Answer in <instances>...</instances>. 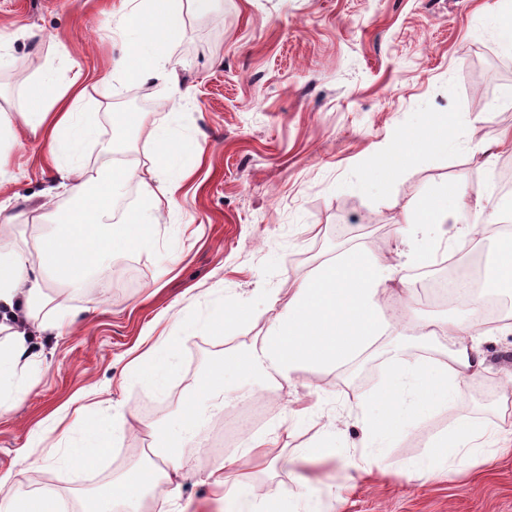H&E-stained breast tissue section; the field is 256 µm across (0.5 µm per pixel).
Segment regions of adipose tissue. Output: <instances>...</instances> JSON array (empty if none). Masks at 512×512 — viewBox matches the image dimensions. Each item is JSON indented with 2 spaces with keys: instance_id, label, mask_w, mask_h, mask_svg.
<instances>
[{
  "instance_id": "1",
  "label": "adipose tissue",
  "mask_w": 512,
  "mask_h": 512,
  "mask_svg": "<svg viewBox=\"0 0 512 512\" xmlns=\"http://www.w3.org/2000/svg\"><path fill=\"white\" fill-rule=\"evenodd\" d=\"M214 0H139L136 7L115 13L117 31L126 35L127 48L116 61V69L143 79L174 82L176 66L163 53L165 45L182 32L186 11L204 14ZM84 89L78 81L65 85L42 79L28 89V104L21 111L23 124L48 146L58 178L56 190L76 200L58 232L35 234L31 243L18 245L0 235V401L17 399L30 391L28 372L34 362L25 324L47 305L48 278L67 286H78L93 276L103 275L108 258L140 250L152 236L162 207H175L176 194L188 171L170 176L177 156L168 131L161 126L149 133L148 161L117 160L123 151L124 123L113 126L110 139L99 140L95 112L82 108ZM98 140L101 163L86 169L79 149ZM140 188L138 208L116 214V203L128 182ZM473 208L464 185L409 202L403 231L420 224H451L450 238L461 246L472 234L464 218ZM385 264L358 250L347 251L326 261L314 276L296 284L287 304L277 311L261 339L225 351L221 364L209 368L190 385L178 402L174 424L147 426V447L139 449L138 462L112 485L97 489L84 502L83 512H144L147 502H167L180 489L178 479L185 467V450L195 442L205 421L206 408L223 409L227 393L225 373L258 377L275 385L289 382L300 369L322 371L361 354L390 329L378 301L384 283ZM478 305L469 314L457 315L425 326V338L441 340L448 359L433 371L421 369L394 346L390 355L400 365L380 395L385 411L382 421H366L363 446L370 452L401 438L414 414H425L448 403H459L460 385L486 369V359L471 345ZM174 341L164 340L133 358L132 378L162 392L176 367ZM207 406H200V399ZM125 421L87 428L79 444L70 446L66 459L88 464L110 448L114 435L124 433ZM485 428L468 416H460L448 435L430 454L416 462L410 477H432L448 462H465L484 451ZM278 440L268 435H251L243 452L225 457L207 474L205 481L214 493L228 500L233 512H323L322 500L312 491L294 500L257 497L242 459L271 457ZM10 475H0V512H61V498L51 490L27 498L10 493Z\"/></svg>"
}]
</instances>
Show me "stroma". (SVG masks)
Returning a JSON list of instances; mask_svg holds the SVG:
<instances>
[{
    "label": "stroma",
    "mask_w": 512,
    "mask_h": 512,
    "mask_svg": "<svg viewBox=\"0 0 512 512\" xmlns=\"http://www.w3.org/2000/svg\"><path fill=\"white\" fill-rule=\"evenodd\" d=\"M121 0H0V111L13 130L0 137L11 180L0 192L13 199L15 237L56 172L47 147L18 121L29 85L44 72L55 81L80 78L85 107L98 113L103 137L116 114L142 116L147 129L172 126L179 158L191 172L177 207L153 229L154 244L114 256L129 277L114 271L80 288L55 286L67 326L61 335L34 337L38 364L31 391L0 405V474L13 492L47 482L71 506L84 493L111 485L134 449L146 447L143 428L172 420L195 368L216 360V347L232 349L264 336L270 300L286 304L290 288L325 261L351 249L389 260L380 296L384 306L403 300L409 312L387 339L364 355L316 373L300 369L290 383L267 390L263 380L230 378L224 407L241 436L280 435L279 452L296 457L335 434L313 465L248 462L258 496L293 498L297 474L318 492L335 485L328 512H512V452L493 461L471 458L461 471L407 480L405 467L425 457L460 412L490 427L512 392L489 393L485 383L512 376V332L485 326L476 338L486 372L461 386L462 405L414 420L381 456L358 470L343 461L361 457L364 419L380 420L379 392L394 368L388 349L401 345L430 366L443 355L416 334L425 317L459 314L457 302L422 305L409 294L417 271L447 259L443 229L402 238L398 226L410 199L464 183L472 197L493 193L495 164L473 157L512 128V102L500 99L512 84V55L499 45L493 20L512 11V0H215L205 15L185 17L180 39L166 52L177 64L179 92L112 68L124 50L113 31ZM63 40L67 55L54 44ZM428 116L453 133L447 153L416 150L395 158L390 172L373 173L375 158ZM100 295L97 310L76 314L83 299ZM246 304L251 319L219 332L204 326L220 309ZM176 338L178 363L170 392L161 394L129 378V360ZM85 395L86 421L125 415L130 429L98 460L74 470L67 462L42 464L83 435L55 430L72 399ZM202 437L167 512H225L204 484L218 463Z\"/></svg>",
    "instance_id": "stroma-1"
}]
</instances>
